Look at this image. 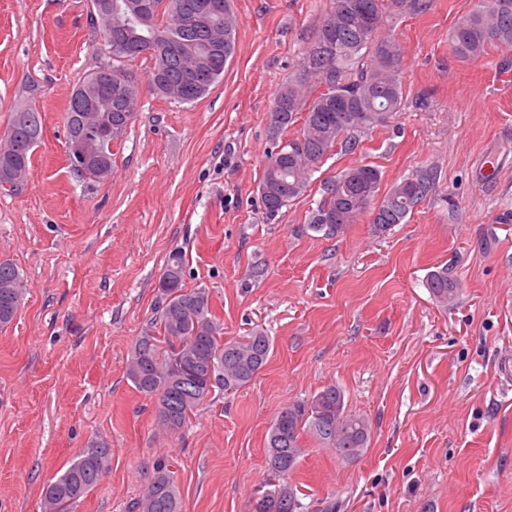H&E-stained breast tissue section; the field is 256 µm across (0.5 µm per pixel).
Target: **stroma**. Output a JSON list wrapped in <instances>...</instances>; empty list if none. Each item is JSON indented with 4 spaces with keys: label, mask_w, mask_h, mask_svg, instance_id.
<instances>
[{
    "label": "stroma",
    "mask_w": 512,
    "mask_h": 512,
    "mask_svg": "<svg viewBox=\"0 0 512 512\" xmlns=\"http://www.w3.org/2000/svg\"><path fill=\"white\" fill-rule=\"evenodd\" d=\"M332 2L231 0L234 53L193 103L158 96L149 59L125 62L134 119L110 178L87 184L67 164L64 117L98 61L88 0H0V133L18 105L43 118L25 185L0 189V259L26 288L0 328V512H41L44 487L100 439L111 468L73 512H125L162 455L182 512H250L274 418L330 384L371 440L347 463L304 438L296 481L308 499L341 512H512V47L455 57L448 32L476 0L387 8L404 109L356 151L325 157L306 195L270 220L268 114ZM365 163L385 190L432 170L438 195L383 233L366 217L308 230L324 182ZM175 249L225 338L261 329L273 353L251 385L213 396L172 435L126 361L158 315ZM444 265L460 283L447 308L426 283Z\"/></svg>",
    "instance_id": "stroma-1"
}]
</instances>
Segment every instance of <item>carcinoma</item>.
Listing matches in <instances>:
<instances>
[{
	"mask_svg": "<svg viewBox=\"0 0 512 512\" xmlns=\"http://www.w3.org/2000/svg\"><path fill=\"white\" fill-rule=\"evenodd\" d=\"M197 0H171L161 13L146 21L133 15L141 0H112V22L126 25L130 41L157 33L181 47L175 57L152 56L151 73L176 82L181 65L224 74V63L235 48L237 20L232 12L206 22V28L186 26L184 14ZM412 12L427 10L426 0H343L327 14L340 33L334 45L320 41L315 31L303 53L299 69L274 98L268 115L273 149L267 152L259 186L266 214L276 217L289 203L307 192L318 164L337 147L351 150L355 134L384 127L405 105L404 60L399 44L381 35L388 5ZM453 53L463 61L483 56L493 46L512 45V0H479L450 31ZM135 108H125L122 97L102 101L101 116L112 122V137L102 139L97 119L68 106L66 141L79 145L88 165L99 170L103 158H112V144L126 133ZM42 136V117L29 106L18 107L0 146V188L18 189L13 172L28 176L34 147ZM107 171L92 179L106 181ZM381 173L369 164L352 166L323 185L324 197L311 211L309 228L341 231L366 214L373 224H404L409 215L437 193L436 177L419 170L380 192ZM185 257L179 250L168 256L159 280L160 326H150L134 344L127 376L136 390L157 398L159 424L170 434L181 432L190 415L215 391L238 392L250 385L266 366L273 350L264 332L255 330L239 339L222 340L220 321L211 309L210 291L183 285ZM427 288L440 303H454L459 284L446 266L431 271ZM24 300L18 267L0 260V326L12 323ZM370 424L352 414L343 391L327 385L303 402L283 408L270 427L265 446L267 478L253 496L263 499L262 512H340L336 500L304 503L295 497L288 504L276 495L283 487L298 491L293 482L304 453L301 438L312 435L346 461L357 460L368 447ZM112 449L95 441L53 482L44 487L46 512H72L94 490L110 468ZM126 512H182L181 494L168 458L152 464V477L127 505Z\"/></svg>",
	"mask_w": 512,
	"mask_h": 512,
	"instance_id": "1",
	"label": "carcinoma"
}]
</instances>
